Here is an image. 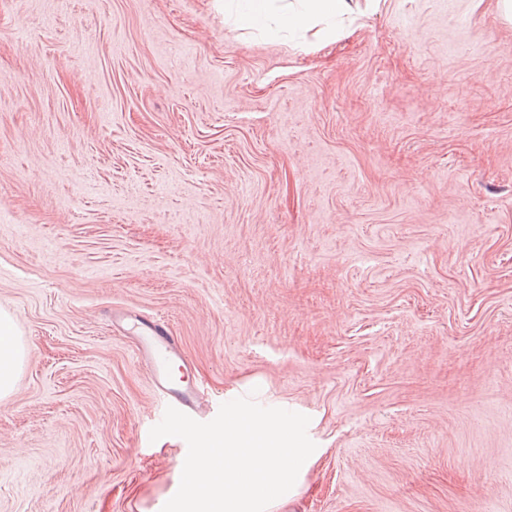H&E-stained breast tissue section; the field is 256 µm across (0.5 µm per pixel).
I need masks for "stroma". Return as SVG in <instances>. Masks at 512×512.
<instances>
[{"instance_id": "1", "label": "stroma", "mask_w": 512, "mask_h": 512, "mask_svg": "<svg viewBox=\"0 0 512 512\" xmlns=\"http://www.w3.org/2000/svg\"><path fill=\"white\" fill-rule=\"evenodd\" d=\"M352 0L311 51L224 0H0V512H161L186 446L114 313L164 317L207 418L309 416L267 512H512V23ZM25 358L26 348L13 317L0 310V402L15 393L16 377Z\"/></svg>"}]
</instances>
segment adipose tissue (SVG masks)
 Masks as SVG:
<instances>
[{"instance_id": "obj_1", "label": "adipose tissue", "mask_w": 512, "mask_h": 512, "mask_svg": "<svg viewBox=\"0 0 512 512\" xmlns=\"http://www.w3.org/2000/svg\"><path fill=\"white\" fill-rule=\"evenodd\" d=\"M236 28L256 29L267 40L296 39L312 26L324 38L336 37L353 14L350 0H228ZM26 348L13 317L0 310V402L13 396Z\"/></svg>"}]
</instances>
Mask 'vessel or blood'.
<instances>
[{
    "label": "vessel or blood",
    "mask_w": 512,
    "mask_h": 512,
    "mask_svg": "<svg viewBox=\"0 0 512 512\" xmlns=\"http://www.w3.org/2000/svg\"><path fill=\"white\" fill-rule=\"evenodd\" d=\"M137 330L138 352L149 366L155 382L167 404L187 414L196 421H203L200 391L194 383H173L167 373L170 362L181 360L179 342L163 319L151 321L134 319Z\"/></svg>",
    "instance_id": "1"
}]
</instances>
